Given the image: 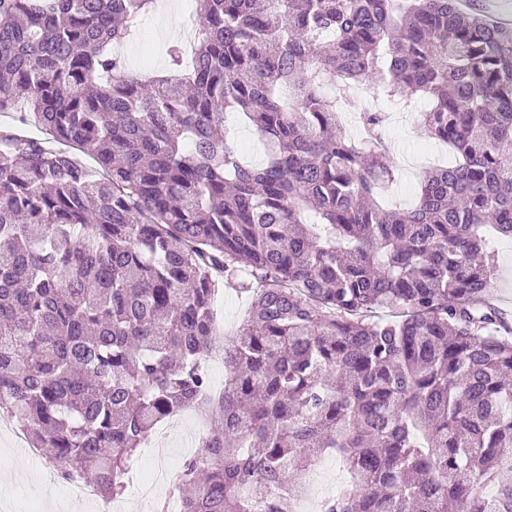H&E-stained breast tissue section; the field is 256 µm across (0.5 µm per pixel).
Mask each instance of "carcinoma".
I'll list each match as a JSON object with an SVG mask.
<instances>
[{"label": "carcinoma", "mask_w": 512, "mask_h": 512, "mask_svg": "<svg viewBox=\"0 0 512 512\" xmlns=\"http://www.w3.org/2000/svg\"><path fill=\"white\" fill-rule=\"evenodd\" d=\"M152 2L0 0V112L23 104L0 127V411L110 499L194 408L182 512H294L327 452L348 488L320 512H512V327L486 300L512 27L458 0H195L190 61L173 42L145 80L112 49ZM358 89L426 100L448 146L409 207L381 205L388 112ZM218 276L252 302L213 396ZM226 125L232 130L235 140L244 152L246 160L254 165L265 161V148L255 129L238 118L233 112L226 115Z\"/></svg>", "instance_id": "obj_1"}]
</instances>
